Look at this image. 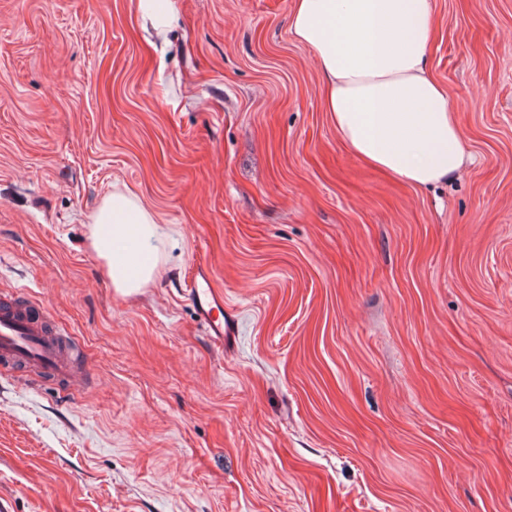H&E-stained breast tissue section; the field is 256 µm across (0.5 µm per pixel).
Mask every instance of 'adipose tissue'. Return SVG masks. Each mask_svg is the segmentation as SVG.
Returning a JSON list of instances; mask_svg holds the SVG:
<instances>
[{"label": "adipose tissue", "instance_id": "1", "mask_svg": "<svg viewBox=\"0 0 512 512\" xmlns=\"http://www.w3.org/2000/svg\"><path fill=\"white\" fill-rule=\"evenodd\" d=\"M290 33L317 59L325 109L355 156L418 187L462 167L457 114L429 74L431 0H293ZM91 246L129 295L158 275L166 242L135 196L115 192L91 217Z\"/></svg>", "mask_w": 512, "mask_h": 512}]
</instances>
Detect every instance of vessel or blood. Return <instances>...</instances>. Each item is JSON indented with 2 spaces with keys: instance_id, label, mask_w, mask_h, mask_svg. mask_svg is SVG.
Wrapping results in <instances>:
<instances>
[{
  "instance_id": "obj_1",
  "label": "vessel or blood",
  "mask_w": 512,
  "mask_h": 512,
  "mask_svg": "<svg viewBox=\"0 0 512 512\" xmlns=\"http://www.w3.org/2000/svg\"><path fill=\"white\" fill-rule=\"evenodd\" d=\"M189 296L198 320L205 325L214 344L223 345L234 335L235 321L224 313V294L214 288L209 266L197 264L189 285ZM26 286L0 293V365L18 373H43L73 381L65 332L52 325L49 310L33 311Z\"/></svg>"
}]
</instances>
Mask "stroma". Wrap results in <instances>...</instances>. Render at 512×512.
Returning a JSON list of instances; mask_svg holds the SVG:
<instances>
[{
  "mask_svg": "<svg viewBox=\"0 0 512 512\" xmlns=\"http://www.w3.org/2000/svg\"><path fill=\"white\" fill-rule=\"evenodd\" d=\"M433 2L467 161L417 188L337 136L292 0H175L164 37L0 0V290L86 374L0 370V512H512V0ZM117 191L169 241L131 296L90 244ZM188 290L198 320L214 344L223 347L224 337L235 335V321L231 315L224 316V293L213 287L208 265H196Z\"/></svg>",
  "mask_w": 512,
  "mask_h": 512,
  "instance_id": "1",
  "label": "stroma"
}]
</instances>
